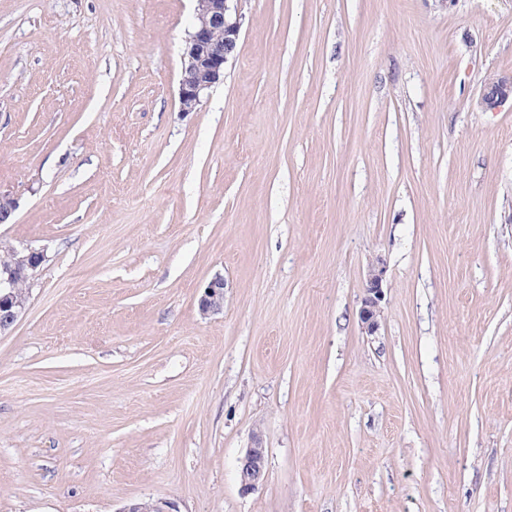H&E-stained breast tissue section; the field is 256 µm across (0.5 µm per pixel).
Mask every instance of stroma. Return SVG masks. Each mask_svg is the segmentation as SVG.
I'll return each instance as SVG.
<instances>
[{
    "label": "stroma",
    "instance_id": "stroma-1",
    "mask_svg": "<svg viewBox=\"0 0 512 512\" xmlns=\"http://www.w3.org/2000/svg\"><path fill=\"white\" fill-rule=\"evenodd\" d=\"M194 7L0 0V512H512V0H239L185 114ZM509 97L512 100V80L507 84L504 80L492 79L484 87L479 105L485 110L498 109ZM9 260L0 267V335L25 314L28 290H18L26 278L33 280L46 262L44 250L32 247H8ZM384 274L383 266H371L368 271L364 296L358 312L362 329L369 336L374 335L379 327V319L383 308L382 303L385 300L383 288ZM202 315H215L224 309V277L216 274L203 287L198 301ZM266 450L259 433L254 434L251 445L239 460L238 479L242 493L254 491L265 479Z\"/></svg>",
    "mask_w": 512,
    "mask_h": 512
}]
</instances>
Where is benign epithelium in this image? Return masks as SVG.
Here are the masks:
<instances>
[{
    "label": "benign epithelium",
    "instance_id": "7a95c632",
    "mask_svg": "<svg viewBox=\"0 0 512 512\" xmlns=\"http://www.w3.org/2000/svg\"><path fill=\"white\" fill-rule=\"evenodd\" d=\"M195 18L184 40L178 80V102L182 113L194 112L205 93L224 80V67L234 55L241 30V15L235 0H196ZM512 98V81L492 80L484 87L479 105L485 110L498 109ZM19 206L18 199L0 191V224L11 223ZM46 262L44 251L32 247L9 248V260L0 266V334L8 331L25 314L29 292L19 284L34 279ZM384 267L375 265L368 271L364 296L358 312L364 332L372 336L379 327ZM203 315H215L224 309V276L217 274L203 287L198 301ZM266 450L256 433L251 445L239 460L240 490L249 493L265 479Z\"/></svg>",
    "mask_w": 512,
    "mask_h": 512
}]
</instances>
